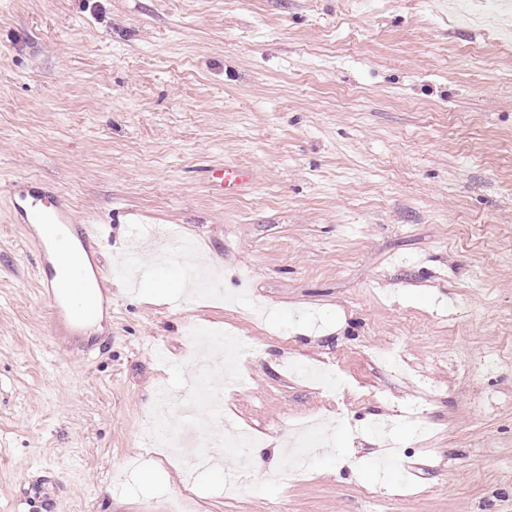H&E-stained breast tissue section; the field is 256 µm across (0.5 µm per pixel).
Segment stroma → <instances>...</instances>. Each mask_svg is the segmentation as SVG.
Returning <instances> with one entry per match:
<instances>
[{
	"instance_id": "1",
	"label": "stroma",
	"mask_w": 512,
	"mask_h": 512,
	"mask_svg": "<svg viewBox=\"0 0 512 512\" xmlns=\"http://www.w3.org/2000/svg\"><path fill=\"white\" fill-rule=\"evenodd\" d=\"M476 14L0 0V512H512V18ZM23 178L101 225L100 330L53 329ZM162 388L263 468L147 448Z\"/></svg>"
}]
</instances>
